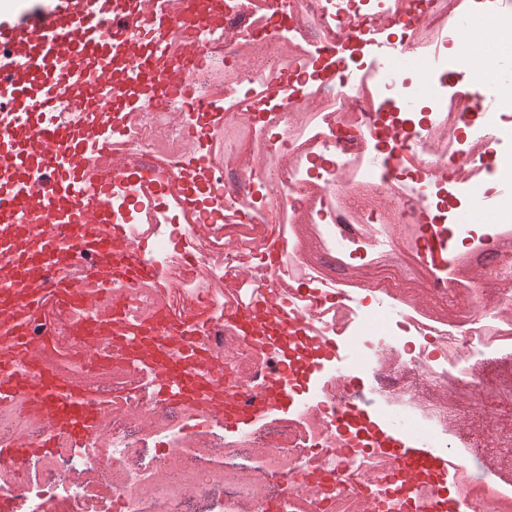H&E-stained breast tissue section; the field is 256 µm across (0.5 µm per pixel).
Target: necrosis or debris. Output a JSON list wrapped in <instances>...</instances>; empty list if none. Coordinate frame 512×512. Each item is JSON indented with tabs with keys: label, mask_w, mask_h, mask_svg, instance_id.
<instances>
[{
	"label": "necrosis or debris",
	"mask_w": 512,
	"mask_h": 512,
	"mask_svg": "<svg viewBox=\"0 0 512 512\" xmlns=\"http://www.w3.org/2000/svg\"><path fill=\"white\" fill-rule=\"evenodd\" d=\"M482 0H223L219 19L177 15L155 51L169 89L117 117L108 152L79 154L113 174L108 210L125 243L151 264L153 282L116 279L87 288L77 310L49 305L27 325L43 362L94 380L98 425L57 459L31 457L0 479L7 512H440L429 485L380 446V427L336 429L338 408L361 375L377 412L422 428L427 445L456 444L502 463L499 480L456 492L455 512H512V445L461 428L512 402V289L481 276L487 236L506 245L512 273V151L497 169L502 107L485 99L460 57L480 43L475 71L492 75L512 36L473 39L460 19ZM414 22L399 29L398 17ZM373 41L337 62L352 28ZM341 68V81L320 66ZM432 91L420 119L403 107ZM404 138V157L392 143ZM485 183L484 223L463 225L465 252L448 262L450 188ZM286 248L271 257L274 240ZM280 269L270 306L294 322L287 357L265 329L245 333L233 308L258 303L269 260ZM408 265L445 308L424 309L409 290L377 278ZM175 317L159 328L192 367H214V397L257 398L282 364H302L325 342L347 351L313 378L289 373L288 408L264 407L225 430L216 411L172 406L147 382L120 335L87 342L79 320L122 327ZM104 454L109 471L92 460ZM348 470L349 483L335 482ZM288 471V492L269 479Z\"/></svg>",
	"instance_id": "obj_1"
}]
</instances>
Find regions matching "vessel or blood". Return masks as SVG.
<instances>
[{
  "label": "vessel or blood",
  "mask_w": 512,
  "mask_h": 512,
  "mask_svg": "<svg viewBox=\"0 0 512 512\" xmlns=\"http://www.w3.org/2000/svg\"><path fill=\"white\" fill-rule=\"evenodd\" d=\"M137 10L136 0H49L40 11L0 18V44L10 48L0 57V101L11 104L0 109V277L14 286L2 317L37 314L63 293L80 299V284H109L116 270L152 277L149 263L121 250L106 217L111 180L77 160L81 141L92 135L99 151H109L103 127L114 114L137 111L166 79L162 62L147 56L133 65L126 56ZM66 97L81 108L62 121L56 113ZM168 355L161 341L142 350L155 385L177 403L200 398L203 381ZM11 360L20 374L0 383V398H23L48 429L39 443L0 446V461L51 454L61 440L80 444L97 410L78 382L37 365L27 343ZM385 441L405 469L433 482L455 479L466 466L451 449L436 454L395 432Z\"/></svg>",
  "instance_id": "1"
}]
</instances>
